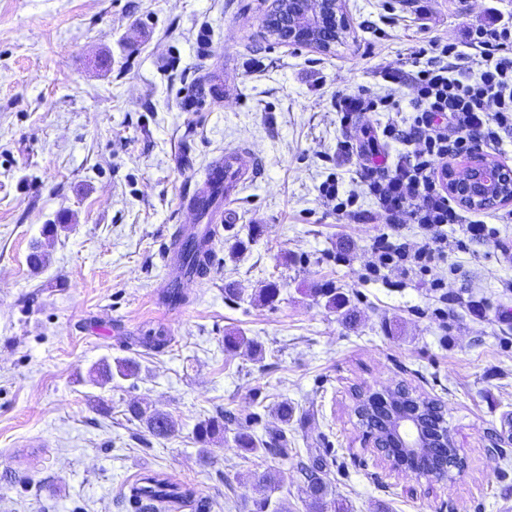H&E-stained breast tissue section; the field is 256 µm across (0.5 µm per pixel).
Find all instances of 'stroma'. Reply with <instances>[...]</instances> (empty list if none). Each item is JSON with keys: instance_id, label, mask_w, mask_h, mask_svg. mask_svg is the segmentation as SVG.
Masks as SVG:
<instances>
[{"instance_id": "obj_1", "label": "stroma", "mask_w": 512, "mask_h": 512, "mask_svg": "<svg viewBox=\"0 0 512 512\" xmlns=\"http://www.w3.org/2000/svg\"><path fill=\"white\" fill-rule=\"evenodd\" d=\"M274 0H0V512H136L126 494L151 471L209 512H251L266 473L306 512L300 458L326 454L332 499L350 512H504L512 504V202L493 241L448 228V260L400 287L367 279L381 219L357 224L319 185L353 165L341 138L375 137L410 115L411 86L388 75L430 42L512 25V0H343L330 50L271 37ZM393 95L390 112L341 127L338 93ZM238 153L212 271L168 310L160 285L172 229L196 221L183 196L208 164ZM45 243L49 260L29 255ZM279 288L274 306L254 297ZM234 296H226V289ZM344 296L329 308L321 289ZM160 330L167 347L140 344ZM254 339L224 349L226 333ZM138 378L88 381L101 361ZM440 403L467 468L456 481L389 470L354 415L356 392L397 386ZM286 459L240 451L229 426L202 457L195 425L224 409L277 420ZM170 414L166 438L130 404ZM497 441V454L486 451Z\"/></svg>"}]
</instances>
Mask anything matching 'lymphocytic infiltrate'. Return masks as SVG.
<instances>
[{"instance_id":"1","label":"lymphocytic infiltrate","mask_w":512,"mask_h":512,"mask_svg":"<svg viewBox=\"0 0 512 512\" xmlns=\"http://www.w3.org/2000/svg\"><path fill=\"white\" fill-rule=\"evenodd\" d=\"M468 39L479 56L477 72H470L463 53L448 43L419 47L408 59L414 115L382 130L383 138L406 146V153L391 163L359 142L341 140L339 153L355 163V187L345 189L335 175L319 186L323 200L354 222L376 215L394 227L415 224L422 230L423 241L415 246L389 233L378 234L372 243V276L415 272L430 277L432 288L443 289L445 280L432 271L448 257L446 227L463 225L471 242L493 235L478 213L452 205L443 172L449 159L470 157L512 138V27L480 26ZM363 195L370 197L372 210L359 207Z\"/></svg>"}]
</instances>
